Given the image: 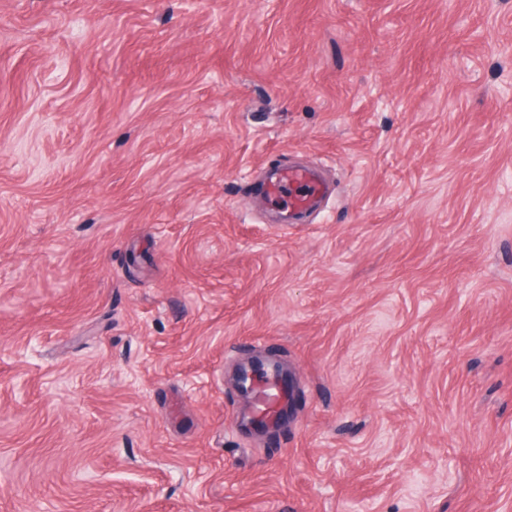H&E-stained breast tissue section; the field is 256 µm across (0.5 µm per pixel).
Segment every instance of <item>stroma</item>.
I'll return each instance as SVG.
<instances>
[{"mask_svg": "<svg viewBox=\"0 0 512 512\" xmlns=\"http://www.w3.org/2000/svg\"><path fill=\"white\" fill-rule=\"evenodd\" d=\"M0 512H512V0H0ZM260 189L271 201L280 204L288 213V223L293 214L301 209L315 210L325 198V184L317 167L310 165H291L267 175ZM288 191V197L284 193ZM239 388L261 410L257 416L258 424L262 427L269 426L274 410L285 400V388L277 367L272 364L264 367V374L260 377L246 369L240 375Z\"/></svg>", "mask_w": 512, "mask_h": 512, "instance_id": "35a3bbf8", "label": "stroma"}]
</instances>
